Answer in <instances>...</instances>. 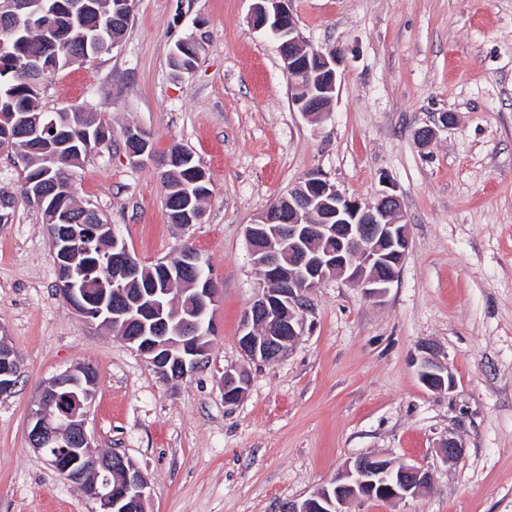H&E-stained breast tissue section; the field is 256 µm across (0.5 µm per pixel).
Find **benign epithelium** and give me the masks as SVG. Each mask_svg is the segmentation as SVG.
Here are the masks:
<instances>
[{
    "mask_svg": "<svg viewBox=\"0 0 512 512\" xmlns=\"http://www.w3.org/2000/svg\"><path fill=\"white\" fill-rule=\"evenodd\" d=\"M292 0H255L250 16L253 27L267 31L278 42V51L288 75L291 101L305 115L329 112L337 85V67L342 49L307 50L300 45ZM39 0H0V22L37 26L50 32L47 54L55 56L66 20L83 11L85 0H62L48 10L35 7ZM9 140L30 139L41 131L40 118L27 117ZM123 139L137 145L127 150L130 159L144 157L150 143L144 132L131 127ZM400 198L384 192L375 201L348 198L321 174H308L303 185L280 197L253 223L245 235L253 263L263 279L256 299L244 314L238 339L249 361H273L282 357L303 335L305 318L300 299L305 290L329 275L345 278L381 298L394 282L410 247L408 225L399 223ZM94 231L111 242L112 279L87 296L75 287L79 252L61 233L50 235L57 268L67 274L58 278L61 300L89 323L122 326L124 340L134 346L164 381L185 378L207 354L205 340L214 333L206 317L215 302L216 282L205 273L200 254L184 249L177 259L161 260L153 267L172 281L191 276L194 304L182 310L167 302L168 289L146 278L147 267L134 258L110 224ZM417 375L430 390L451 391L456 379L438 358L437 347L423 341L416 356ZM20 364L10 345L0 339V391L14 386ZM91 364L76 365L44 384L29 415V443L42 454L55 450V464L64 466L68 480L78 485L99 505V512H126L129 503L146 504L149 483L128 457L104 453L86 430L85 409L94 399L87 374ZM224 400L235 403L247 388L239 370H227L222 380ZM80 452L84 466L72 469L70 458ZM432 472L422 466L396 464L374 455L350 462L332 480L320 486L305 501L289 502L283 512H342L341 506L356 498L405 500L424 492Z\"/></svg>",
    "mask_w": 512,
    "mask_h": 512,
    "instance_id": "benign-epithelium-1",
    "label": "benign epithelium"
}]
</instances>
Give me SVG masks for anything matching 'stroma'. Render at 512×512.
Here are the masks:
<instances>
[{"label": "stroma", "mask_w": 512, "mask_h": 512, "mask_svg": "<svg viewBox=\"0 0 512 512\" xmlns=\"http://www.w3.org/2000/svg\"><path fill=\"white\" fill-rule=\"evenodd\" d=\"M253 3L134 0L113 52L43 84L42 111L83 106L115 132L78 170L77 200L144 264L195 248L218 286L215 333L191 375L160 379L61 301L41 215L16 200L0 224V337L20 361L0 394V512H97L28 440L42 385L80 362L98 373L87 431L136 462L147 512H279L371 454L430 469L432 485L343 512H512V0H292L306 47L345 50L319 119L292 106ZM188 38L195 64L174 71ZM128 126L156 153L178 145L199 160L211 183L199 223L170 222L155 164L128 158ZM313 171L363 201L394 190L410 249L382 298L333 276L307 289L299 341L251 362L238 338L262 275L245 227ZM423 341L454 374L452 392L420 383ZM229 369L249 381L234 404L221 386ZM450 435L464 450L447 461Z\"/></svg>", "instance_id": "35a3bbf8"}]
</instances>
